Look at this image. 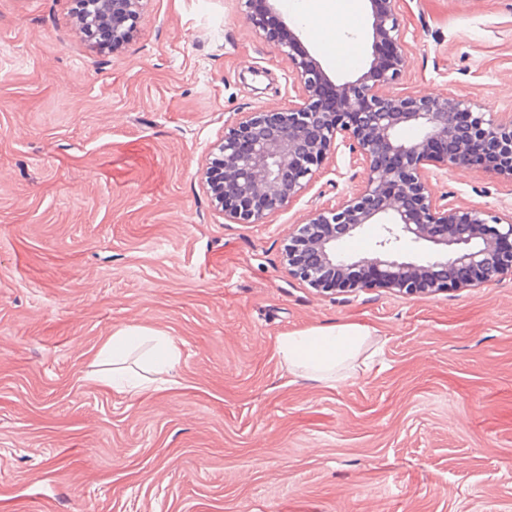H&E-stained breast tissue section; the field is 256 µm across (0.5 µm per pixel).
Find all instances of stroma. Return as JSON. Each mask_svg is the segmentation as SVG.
I'll return each instance as SVG.
<instances>
[{
    "mask_svg": "<svg viewBox=\"0 0 512 512\" xmlns=\"http://www.w3.org/2000/svg\"><path fill=\"white\" fill-rule=\"evenodd\" d=\"M73 0H0V512H512V276L434 296L323 295L283 249L361 186L347 149L262 224L202 172L224 122L287 106V57L239 0H147L129 43L90 42ZM279 16L334 80L371 60L368 0ZM394 91L512 112V0H398ZM512 213V180H434ZM370 331L353 375L288 372L278 336ZM180 358L131 397L96 375L118 328Z\"/></svg>",
    "mask_w": 512,
    "mask_h": 512,
    "instance_id": "stroma-1",
    "label": "stroma"
}]
</instances>
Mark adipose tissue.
<instances>
[{
  "label": "adipose tissue",
  "instance_id": "obj_1",
  "mask_svg": "<svg viewBox=\"0 0 512 512\" xmlns=\"http://www.w3.org/2000/svg\"><path fill=\"white\" fill-rule=\"evenodd\" d=\"M368 338L363 327L333 325L280 336L276 351L289 371L302 372L316 381H333L348 362L359 356ZM135 354L151 361L150 373L128 367V358ZM101 356L112 362V372L105 375V383L131 396L141 393L150 374L169 372L179 361V351L169 339L141 327L116 330L102 347Z\"/></svg>",
  "mask_w": 512,
  "mask_h": 512
}]
</instances>
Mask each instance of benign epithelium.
<instances>
[{
	"instance_id": "7a95c632",
	"label": "benign epithelium",
	"mask_w": 512,
	"mask_h": 512,
	"mask_svg": "<svg viewBox=\"0 0 512 512\" xmlns=\"http://www.w3.org/2000/svg\"><path fill=\"white\" fill-rule=\"evenodd\" d=\"M245 20L277 43L292 65L300 91L288 106L246 112L224 122V137L211 149L220 181L204 173L215 210L234 224H262L311 184L328 157L344 147L364 170L360 189L334 206L311 210L294 225L284 248L288 276L320 294L385 288L428 294L477 287L512 274V215L489 207L460 208L436 196L431 178L475 164L512 179V113L481 112L455 97L391 91L405 65V35L397 0H369L372 53L354 80L337 83L284 26L269 29L240 0ZM85 23L112 29V49L127 43L126 19L138 20L144 0H86ZM420 134L405 140L400 131ZM384 234L373 256L336 252L345 236L383 218ZM441 247L423 263L406 260L398 243Z\"/></svg>"
}]
</instances>
